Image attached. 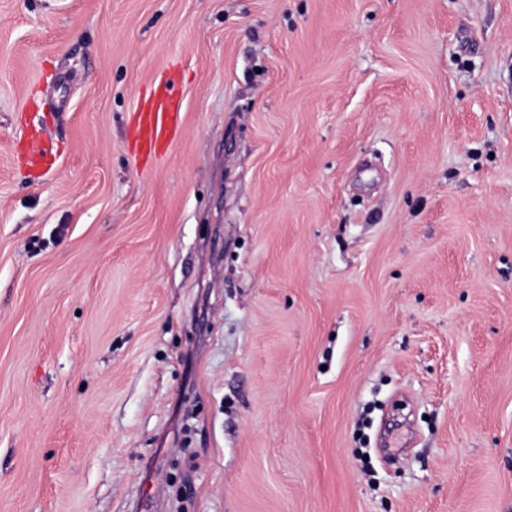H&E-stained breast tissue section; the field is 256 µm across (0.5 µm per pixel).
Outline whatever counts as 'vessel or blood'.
Returning a JSON list of instances; mask_svg holds the SVG:
<instances>
[{
  "label": "vessel or blood",
  "mask_w": 512,
  "mask_h": 512,
  "mask_svg": "<svg viewBox=\"0 0 512 512\" xmlns=\"http://www.w3.org/2000/svg\"><path fill=\"white\" fill-rule=\"evenodd\" d=\"M182 108L181 94L173 82L155 84L149 102L134 116V139L140 159L158 158L165 153L181 129ZM18 151L25 165L37 173L49 170L57 159L41 125H22Z\"/></svg>",
  "instance_id": "1"
}]
</instances>
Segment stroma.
Wrapping results in <instances>:
<instances>
[{"mask_svg":"<svg viewBox=\"0 0 512 512\" xmlns=\"http://www.w3.org/2000/svg\"><path fill=\"white\" fill-rule=\"evenodd\" d=\"M0 512H512V0H0ZM183 102L170 81L154 85L150 100L135 112L133 130L140 159L159 158L181 129ZM17 148L25 165L36 173L48 171L57 159L42 125L23 124Z\"/></svg>","mask_w":512,"mask_h":512,"instance_id":"35a3bbf8","label":"stroma"}]
</instances>
